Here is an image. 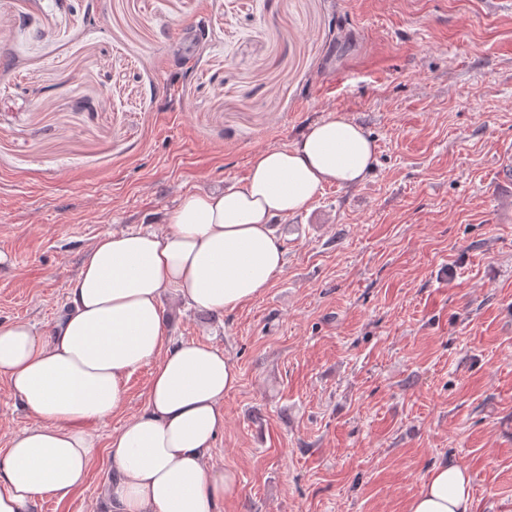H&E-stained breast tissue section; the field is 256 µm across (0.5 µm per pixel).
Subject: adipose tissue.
<instances>
[{"instance_id": "ef3b65f1", "label": "adipose tissue", "mask_w": 512, "mask_h": 512, "mask_svg": "<svg viewBox=\"0 0 512 512\" xmlns=\"http://www.w3.org/2000/svg\"><path fill=\"white\" fill-rule=\"evenodd\" d=\"M374 163L365 129L332 116L290 147L255 153L241 186L186 195L166 231L97 238L69 284V311L47 334L0 323V379L33 419L0 455V512H30L82 486L97 457L93 424L121 409L125 379L148 364L146 407L109 445L104 512H222L237 475L206 459L239 370L215 347L173 342L161 296L218 312L256 299L286 263L274 219L307 209L325 185L361 183ZM474 509L469 472L448 459L407 506Z\"/></svg>"}]
</instances>
